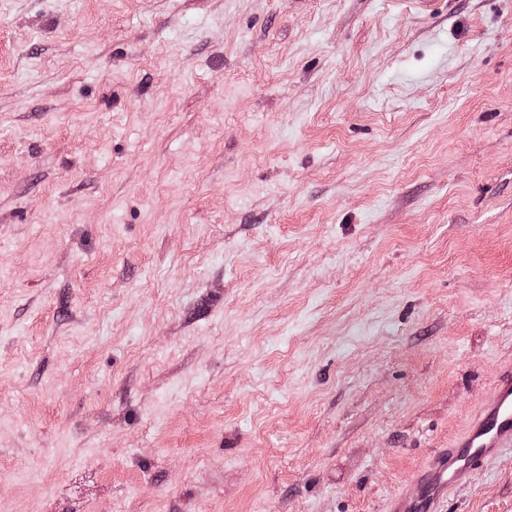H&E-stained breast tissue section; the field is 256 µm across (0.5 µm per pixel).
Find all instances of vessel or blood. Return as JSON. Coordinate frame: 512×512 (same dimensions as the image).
I'll list each match as a JSON object with an SVG mask.
<instances>
[{
	"mask_svg": "<svg viewBox=\"0 0 512 512\" xmlns=\"http://www.w3.org/2000/svg\"><path fill=\"white\" fill-rule=\"evenodd\" d=\"M512 447V367L497 379L492 402L472 418L463 434L413 475L416 495H396L390 512H443L458 476L474 471L501 449Z\"/></svg>",
	"mask_w": 512,
	"mask_h": 512,
	"instance_id": "b4317fda",
	"label": "vessel or blood"
}]
</instances>
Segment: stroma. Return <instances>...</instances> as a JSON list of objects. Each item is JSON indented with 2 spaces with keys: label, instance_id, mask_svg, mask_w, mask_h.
I'll list each match as a JSON object with an SVG mask.
<instances>
[{
  "label": "stroma",
  "instance_id": "stroma-1",
  "mask_svg": "<svg viewBox=\"0 0 512 512\" xmlns=\"http://www.w3.org/2000/svg\"><path fill=\"white\" fill-rule=\"evenodd\" d=\"M508 366L512 0H0V512H388Z\"/></svg>",
  "mask_w": 512,
  "mask_h": 512
}]
</instances>
